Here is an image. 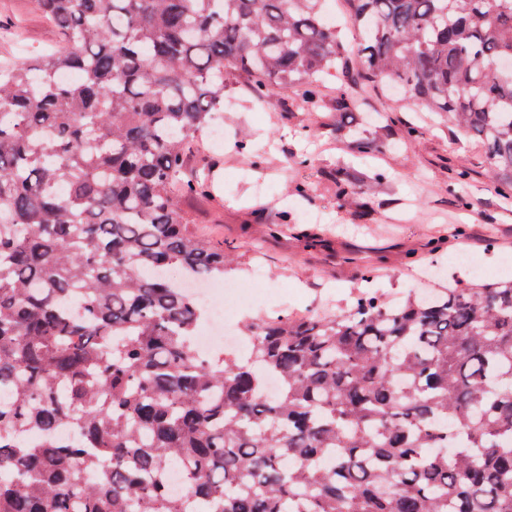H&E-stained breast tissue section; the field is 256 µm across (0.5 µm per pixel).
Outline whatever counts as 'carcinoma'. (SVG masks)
Segmentation results:
<instances>
[{
    "label": "carcinoma",
    "mask_w": 512,
    "mask_h": 512,
    "mask_svg": "<svg viewBox=\"0 0 512 512\" xmlns=\"http://www.w3.org/2000/svg\"><path fill=\"white\" fill-rule=\"evenodd\" d=\"M33 2L64 45L0 66V512H512V280L249 320L204 359L165 275L233 262L175 201L207 192L181 176L226 67L314 114L318 75L347 110L387 81L512 198V0H346L356 70L323 0Z\"/></svg>",
    "instance_id": "carcinoma-1"
}]
</instances>
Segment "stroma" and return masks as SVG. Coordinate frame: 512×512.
<instances>
[{
  "label": "stroma",
  "instance_id": "obj_1",
  "mask_svg": "<svg viewBox=\"0 0 512 512\" xmlns=\"http://www.w3.org/2000/svg\"><path fill=\"white\" fill-rule=\"evenodd\" d=\"M0 28L16 31L36 53L60 47L56 28L32 0H0ZM327 108L309 120L296 93L252 102L244 78L224 72V142L201 136L187 153L189 171L212 177L205 196H178L190 229L233 256L231 279L245 283L237 319L285 313L337 312L373 288L397 302L431 280L480 282L481 268L512 278V202L485 175L480 148L433 115L392 103L383 89L361 107L337 111L340 82L322 76ZM415 125L416 136L405 128ZM378 138L379 152L361 159L353 139ZM474 174L458 193L448 191L454 166ZM359 177L377 175L364 194L338 198L337 167ZM290 224L276 237L267 225ZM479 258L481 268L461 265Z\"/></svg>",
  "mask_w": 512,
  "mask_h": 512
}]
</instances>
